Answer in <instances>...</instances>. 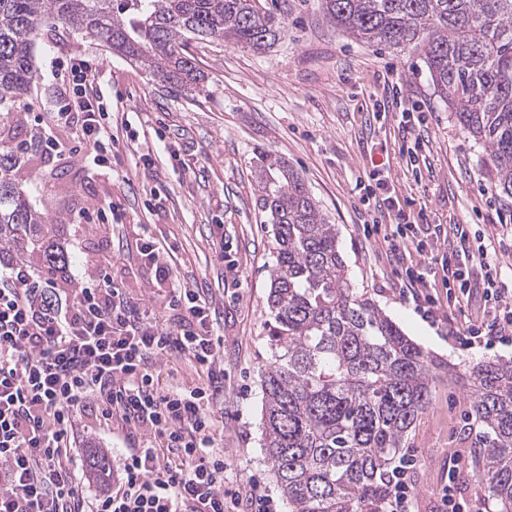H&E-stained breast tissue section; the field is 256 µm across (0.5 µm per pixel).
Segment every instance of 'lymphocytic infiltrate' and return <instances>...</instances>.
<instances>
[{
	"label": "lymphocytic infiltrate",
	"mask_w": 512,
	"mask_h": 512,
	"mask_svg": "<svg viewBox=\"0 0 512 512\" xmlns=\"http://www.w3.org/2000/svg\"><path fill=\"white\" fill-rule=\"evenodd\" d=\"M51 67L64 88L49 122L70 130L73 151L91 149L96 166L111 168L112 105L98 88L96 63L74 55ZM369 178L377 217L363 231L382 234L387 259L403 272L402 297L433 323L442 305L480 294L492 318L472 325L470 336L511 337L512 302L484 234L454 225L448 248L430 255L446 290L436 297L427 272L407 253H424L441 226L411 216L382 169ZM169 307L178 322L164 328L113 286L107 271L65 299L27 267H0V512H276L259 481L250 480L244 492L234 488L216 442L223 338L209 301L182 288ZM172 356L192 363L205 382L161 389L155 361ZM86 412L120 421L135 440L117 461V483L95 496L68 463L77 418Z\"/></svg>",
	"instance_id": "1"
}]
</instances>
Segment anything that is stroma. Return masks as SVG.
<instances>
[{"label":"stroma","mask_w":512,"mask_h":512,"mask_svg":"<svg viewBox=\"0 0 512 512\" xmlns=\"http://www.w3.org/2000/svg\"><path fill=\"white\" fill-rule=\"evenodd\" d=\"M264 2L284 19L286 37L260 53L227 40H190L204 75L192 90L162 87L99 43L46 25L32 49L34 84L19 110L24 133L35 134V118L50 110L57 89L45 79L52 57L98 60L101 87L112 99V168L100 170L85 154L71 153L69 132L52 128L64 149L30 162L27 175L38 183L34 201L68 251L72 287L106 267L117 287L158 319H168L171 296L157 290L154 271L139 253L149 240L173 287L204 290L224 336V455L238 484L259 478L277 512H288L260 448L272 244L261 228L256 153L281 157L304 178L338 227L352 288L461 373L512 358V345L466 344L470 325L483 316L479 300L442 308L434 326L400 296L398 270L386 258L382 237L363 233L371 218L361 201L363 186L378 165L388 170L403 207L424 212L429 223L447 229L483 225L497 250L498 271L511 287L512 200L494 190L481 147L435 94L417 53L355 41L330 22L321 0ZM407 109L421 112L420 134L427 141L414 161L402 152L399 120ZM145 153L155 161L148 174ZM88 207L113 210L117 220L83 223ZM468 411L466 384L436 382L405 445L415 461L408 474L412 512H440L452 467L473 512H482L483 489L470 472ZM127 446L117 422L79 418L69 456L88 494L112 488L89 476L91 451L103 449L114 462Z\"/></svg>","instance_id":"1"}]
</instances>
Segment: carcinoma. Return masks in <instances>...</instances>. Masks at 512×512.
I'll list each match as a JSON object with an SVG mask.
<instances>
[{
	"mask_svg": "<svg viewBox=\"0 0 512 512\" xmlns=\"http://www.w3.org/2000/svg\"><path fill=\"white\" fill-rule=\"evenodd\" d=\"M353 39L409 47L439 97L479 143L492 183L512 197V0H321ZM53 18L139 63L160 84L201 80L187 41L231 40L254 51L284 38L261 0H0V243L18 246L52 281L68 261L36 205L13 109L34 78L32 45ZM259 205L271 224L261 370L262 448L288 512H384L405 436L427 409L437 363L369 298L350 288L336 225L304 179L258 153ZM472 466L487 512H512V362L469 370Z\"/></svg>",
	"mask_w": 512,
	"mask_h": 512,
	"instance_id": "carcinoma-1",
	"label": "carcinoma"
}]
</instances>
